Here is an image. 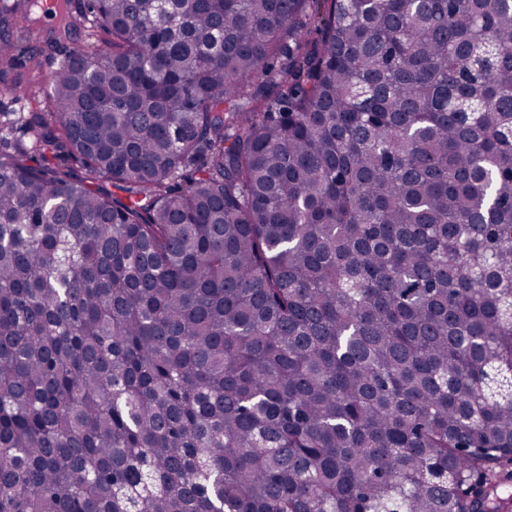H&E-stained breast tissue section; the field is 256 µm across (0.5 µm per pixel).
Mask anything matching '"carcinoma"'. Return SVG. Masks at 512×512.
Here are the masks:
<instances>
[{"label":"carcinoma","mask_w":512,"mask_h":512,"mask_svg":"<svg viewBox=\"0 0 512 512\" xmlns=\"http://www.w3.org/2000/svg\"><path fill=\"white\" fill-rule=\"evenodd\" d=\"M58 18L101 41L0 113V512H512V0ZM39 103L29 95H23L17 88H2L0 91V112H37Z\"/></svg>","instance_id":"obj_1"}]
</instances>
